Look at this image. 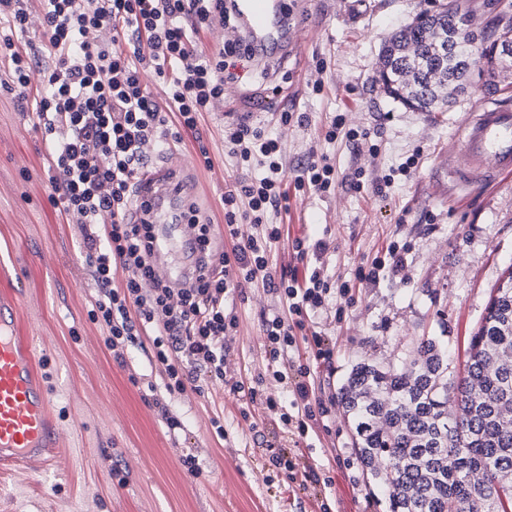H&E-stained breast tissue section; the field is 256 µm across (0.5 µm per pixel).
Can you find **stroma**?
Here are the masks:
<instances>
[{"label": "stroma", "instance_id": "35a3bbf8", "mask_svg": "<svg viewBox=\"0 0 512 512\" xmlns=\"http://www.w3.org/2000/svg\"><path fill=\"white\" fill-rule=\"evenodd\" d=\"M291 5L309 34L301 54L269 75L238 63L235 79L224 82L223 110L206 114L199 134L183 135L181 150L195 161L187 180L199 220L214 224L216 246L230 247L222 197L247 175L224 146V125L237 113L277 136L288 179L311 155H326L335 191L289 190L286 209L273 218L281 237L269 253L274 275L301 276L307 262L297 257L294 241L325 240L322 274L332 286L351 288L352 302L331 295L305 322L306 334L335 345L331 367L310 377L317 394L336 400L354 364L410 353L421 336L447 337L451 368L462 371L468 340L512 265V175L462 189L448 169L464 165L462 121L487 100L512 97V86L491 97L469 92L443 112L412 111L374 86L378 54L396 29L419 11L440 9L442 0ZM10 83L11 67L0 61V292L15 296L22 335L44 352L40 377L65 426V459L52 472L35 466L23 479L0 476V512H318L324 499L334 512H385L382 489L363 470L341 409H334L330 425L314 421L309 444L297 446L273 414L256 410L257 424L249 426L237 396L216 384L174 401L186 432L169 436L147 388L158 382L159 365L138 348L116 362L88 317L94 283L80 253L81 231L65 223L51 200L48 143L34 102L18 100ZM276 89L288 97L268 106ZM282 112L306 120L283 126ZM340 113L347 127L377 131L374 146L342 136L325 140ZM414 154L420 157L414 170L388 193L373 191V183ZM357 171L366 184L361 192L350 187ZM393 242L408 247L403 269L359 280L358 268L383 257ZM233 307L238 322L227 339V371L249 382L266 372L264 318L287 317L288 306L258 281L234 296ZM217 421L226 439L217 438ZM274 449L287 450L297 467L329 476V484L289 489L287 470L269 463ZM186 453L196 456L199 478L186 475ZM113 462L120 475H112Z\"/></svg>", "mask_w": 512, "mask_h": 512}]
</instances>
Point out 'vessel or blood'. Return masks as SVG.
<instances>
[{
    "mask_svg": "<svg viewBox=\"0 0 512 512\" xmlns=\"http://www.w3.org/2000/svg\"><path fill=\"white\" fill-rule=\"evenodd\" d=\"M238 26L234 39L267 48L287 50L302 46V30L290 22L288 0H234ZM466 165L457 170L460 186L491 182L512 172V108L492 104L480 107L461 126ZM194 166L178 149L167 148L160 164L146 168L139 176L136 194L140 209L131 214L132 223L159 225L153 265L160 279L176 288L189 285L187 266L172 260L175 241L193 236L182 221L186 199L184 177ZM39 351L17 332L15 301L0 297V471L25 468L40 460L44 468L57 462V448L63 438L50 411V398L39 380L36 366Z\"/></svg>",
    "mask_w": 512,
    "mask_h": 512,
    "instance_id": "1",
    "label": "vessel or blood"
}]
</instances>
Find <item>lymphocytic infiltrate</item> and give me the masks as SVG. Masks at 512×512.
Wrapping results in <instances>:
<instances>
[{
    "instance_id": "obj_1",
    "label": "lymphocytic infiltrate",
    "mask_w": 512,
    "mask_h": 512,
    "mask_svg": "<svg viewBox=\"0 0 512 512\" xmlns=\"http://www.w3.org/2000/svg\"><path fill=\"white\" fill-rule=\"evenodd\" d=\"M9 28L0 34V59H8L19 98L35 94L39 127L51 144L49 181L56 205L68 223L84 232V265L96 285L88 315L106 332L104 344L116 361L134 347H150L162 365L164 398L155 405L169 433L183 424L167 400L186 390L202 392L225 384L251 406L277 414L292 436L305 438L311 421L328 417L330 407L312 386L310 363L331 362L327 337L298 344L304 314L324 309L332 291L319 267L304 279H275L268 254L280 237L270 216L282 208L286 164L277 139L263 126L241 121L225 126L224 145L238 164L260 165L262 175L239 181L224 194V232L231 249L214 253L213 227L194 225V249L202 266L187 288H174L153 274L154 227L132 224L135 179L147 167L148 144L181 142L182 131H197L202 113L224 98V75L251 50L227 42L209 51L197 37L224 23V0H42V42L19 47L14 33L29 27L20 0H0ZM151 67L169 92L160 107L141 79ZM250 234H241V225ZM266 281L288 304L293 322L265 319L267 374L283 384L290 405L266 392L260 382H228L226 338L237 318L225 301L256 280ZM307 363H299L300 348Z\"/></svg>"
}]
</instances>
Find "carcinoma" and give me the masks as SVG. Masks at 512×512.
<instances>
[{"instance_id": "1", "label": "carcinoma", "mask_w": 512, "mask_h": 512, "mask_svg": "<svg viewBox=\"0 0 512 512\" xmlns=\"http://www.w3.org/2000/svg\"><path fill=\"white\" fill-rule=\"evenodd\" d=\"M426 10L394 33L379 53L384 93L419 112H438L464 93L470 73L461 58L473 35L471 15ZM486 36L489 85L512 72ZM470 337L465 375L448 371V342L424 336L414 354L392 362L364 360L342 383L358 459L385 490L386 512H500L512 497V268Z\"/></svg>"}]
</instances>
